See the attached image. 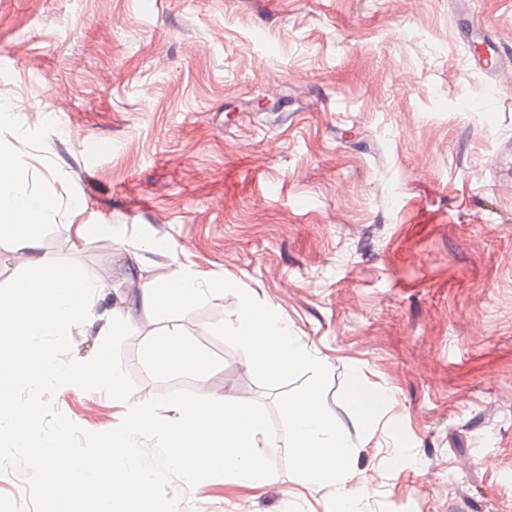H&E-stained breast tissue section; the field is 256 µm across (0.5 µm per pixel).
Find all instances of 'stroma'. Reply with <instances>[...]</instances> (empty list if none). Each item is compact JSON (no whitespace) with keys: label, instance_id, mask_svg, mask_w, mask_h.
Returning a JSON list of instances; mask_svg holds the SVG:
<instances>
[{"label":"stroma","instance_id":"stroma-1","mask_svg":"<svg viewBox=\"0 0 512 512\" xmlns=\"http://www.w3.org/2000/svg\"><path fill=\"white\" fill-rule=\"evenodd\" d=\"M458 0H0V102L28 130L46 112L62 149H25L30 176L76 207L40 239L108 285L72 354L99 350L135 274L230 279L276 310L329 372L324 402L352 440L362 512H512V0H478L507 56L490 78L458 39ZM108 224L111 236L74 226ZM239 304L209 295L138 311L121 363L147 401L178 389L262 404L246 353L212 335ZM182 324L200 377L146 362ZM385 392L372 424L352 390ZM92 433L123 407L60 387ZM260 488L172 481L179 512H331L334 486L287 468L277 434Z\"/></svg>","mask_w":512,"mask_h":512}]
</instances>
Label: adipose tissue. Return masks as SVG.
<instances>
[{"instance_id": "ef3b65f1", "label": "adipose tissue", "mask_w": 512, "mask_h": 512, "mask_svg": "<svg viewBox=\"0 0 512 512\" xmlns=\"http://www.w3.org/2000/svg\"><path fill=\"white\" fill-rule=\"evenodd\" d=\"M231 285L230 280L214 278L202 272L175 270L167 279L142 280L137 284V299L143 308H168L184 305L203 294H219ZM148 361L162 373L200 374L208 360L198 349L189 346L182 326L175 325L151 338Z\"/></svg>"}]
</instances>
